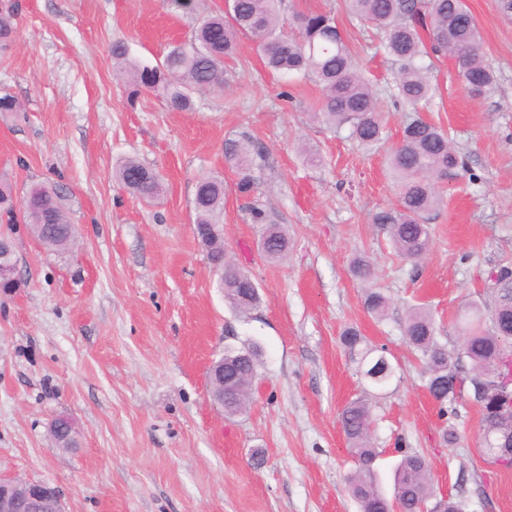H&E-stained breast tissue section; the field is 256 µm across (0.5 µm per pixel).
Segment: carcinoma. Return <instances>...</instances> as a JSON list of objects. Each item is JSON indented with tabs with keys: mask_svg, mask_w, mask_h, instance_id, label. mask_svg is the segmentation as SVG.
<instances>
[{
	"mask_svg": "<svg viewBox=\"0 0 512 512\" xmlns=\"http://www.w3.org/2000/svg\"><path fill=\"white\" fill-rule=\"evenodd\" d=\"M283 0H224V10L200 17L192 38L169 47L160 63L127 67L128 47L123 41L112 43L111 53L117 76L126 86L127 101L135 105L142 92L149 91L176 111L193 108V94L224 87L228 74L224 61L238 48L241 37L256 40L265 64L279 75L299 74L313 78L323 94L321 118L334 126H349L351 138L364 149L382 140L384 119L372 86L355 61L334 18L324 13L302 14L289 23L281 13ZM350 21L371 27L383 35V48L398 64L395 71L397 97L416 112L403 127L389 161L397 180V203L378 209L372 223L389 236L396 252L418 261L429 251L431 235L424 215L441 202L438 181L464 171L467 166L452 146L447 134L418 112L424 109L434 90L430 55L455 59L469 92L484 95L495 77L481 56L482 36L476 18L465 0H344ZM14 6L0 14V49H5L13 33ZM293 30H287V25ZM427 33L424 43L421 33ZM226 157L241 173L239 189L254 192L248 175L254 160L251 143H228ZM116 180L132 195L153 200L161 190V176L135 159L126 160L115 173ZM193 207L195 230L209 251V262L224 288V298L239 314L256 309L261 297L251 276L224 260V180L203 176L195 184ZM250 224L262 227L265 255L271 260L287 256L290 240L258 199L245 209ZM28 226L29 233L45 247L66 252L77 240L72 224L59 203L57 187H31L21 199L14 196L10 181L0 178V241L12 239L16 225ZM497 287L491 289V302L472 304L459 315L460 344L452 352L440 341L430 312L422 307L410 309L403 328L406 344L424 364L426 386L438 406V415H448V406L464 396L479 405L480 428L499 434L494 448H481L489 459L507 442L512 445V383L498 386L494 375L512 377V274L501 269ZM21 281L0 259V294L16 293ZM367 312L382 318L389 306L379 291L364 296ZM342 345L350 364L374 388L385 387L394 376V367L385 350L369 343L351 327L343 332ZM257 349L224 348V369L228 384L209 382L215 399L224 411L243 410L256 378ZM340 423L355 460V470L346 478V488L360 512H389L392 502L415 512H461V506L448 498L434 497L430 464L418 454H406L396 468L393 499L380 492L374 473L379 456L371 432L369 402L359 398L341 412ZM54 447H76V434L59 426Z\"/></svg>",
	"mask_w": 512,
	"mask_h": 512,
	"instance_id": "carcinoma-1",
	"label": "carcinoma"
}]
</instances>
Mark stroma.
<instances>
[{"label":"stroma","instance_id":"obj_1","mask_svg":"<svg viewBox=\"0 0 512 512\" xmlns=\"http://www.w3.org/2000/svg\"><path fill=\"white\" fill-rule=\"evenodd\" d=\"M16 37L0 53V92L21 105L0 112V177L24 189L57 185L79 228L66 253L18 235L22 284L0 296V474L56 486L66 512H359L346 489L354 460L339 422L368 396L380 455L377 481L392 495L403 455L427 458L437 495L463 512H512V468L479 450L477 408L458 399L439 417L422 364L402 326L428 308L444 343L459 344L462 307L490 300L489 277L512 269V20L497 0H465L496 74L487 94L468 92L454 60L434 59L436 95L422 115L447 132L467 169L443 181L426 216L431 248L398 256L371 222L396 202L387 163L410 113L393 90V64L370 29L349 22L343 0H285V13L330 14L385 115L381 143L364 149L348 127L322 121L310 79L283 83L256 44L241 38L230 86L198 93L176 112L155 95L129 104L110 48L124 41L138 65L162 61L190 39L197 14L164 0H18ZM261 153L249 176L257 197L291 239L285 260L263 257L245 220L227 141ZM321 166L306 164L303 149ZM133 157L157 169L160 197L145 203L115 180ZM224 181V248L255 281L262 302L236 314L194 234L197 179ZM376 268L362 281L351 262ZM390 299L384 318L364 307L367 289ZM356 327L385 346L395 368L384 390H365L340 337ZM261 348L243 412L214 401L208 368L226 345ZM68 415L74 448L49 445ZM456 444L444 445V427Z\"/></svg>","mask_w":512,"mask_h":512}]
</instances>
